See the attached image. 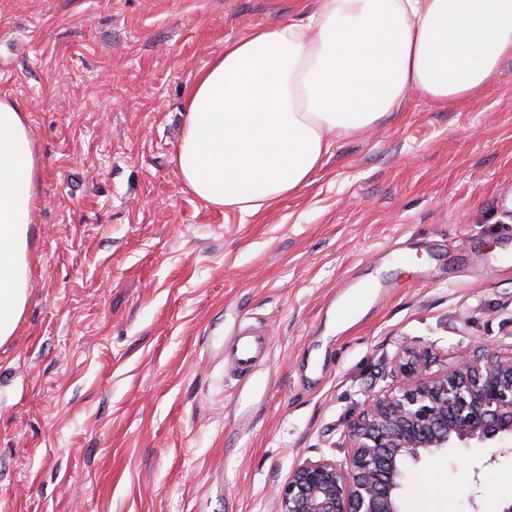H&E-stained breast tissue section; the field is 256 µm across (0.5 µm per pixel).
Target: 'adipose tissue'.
<instances>
[{
    "instance_id": "adipose-tissue-1",
    "label": "adipose tissue",
    "mask_w": 512,
    "mask_h": 512,
    "mask_svg": "<svg viewBox=\"0 0 512 512\" xmlns=\"http://www.w3.org/2000/svg\"><path fill=\"white\" fill-rule=\"evenodd\" d=\"M512 58V0H317L306 23L252 28L187 92L178 158L207 204L259 214L311 183L336 137L411 93L434 105L480 94ZM37 167L27 121L0 100V344L27 303Z\"/></svg>"
}]
</instances>
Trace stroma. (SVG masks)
Segmentation results:
<instances>
[{"label": "stroma", "mask_w": 512, "mask_h": 512, "mask_svg": "<svg viewBox=\"0 0 512 512\" xmlns=\"http://www.w3.org/2000/svg\"><path fill=\"white\" fill-rule=\"evenodd\" d=\"M296 0H0V98L38 179L27 306L0 344V512H277L395 356L512 347V59L481 94L336 138L312 183L243 219L184 186L195 75ZM267 351L237 393L206 353ZM408 467L402 512H500L512 455ZM227 350L242 391L265 355V335L251 325L240 326L230 337Z\"/></svg>", "instance_id": "35a3bbf8"}]
</instances>
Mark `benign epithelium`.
Instances as JSON below:
<instances>
[{"label":"benign epithelium","instance_id":"obj_1","mask_svg":"<svg viewBox=\"0 0 512 512\" xmlns=\"http://www.w3.org/2000/svg\"><path fill=\"white\" fill-rule=\"evenodd\" d=\"M429 350L404 351L393 385L370 394L343 432L345 459L297 465L279 487V512H400L409 463L422 454L473 444L512 443V353L476 347L432 370Z\"/></svg>","mask_w":512,"mask_h":512}]
</instances>
